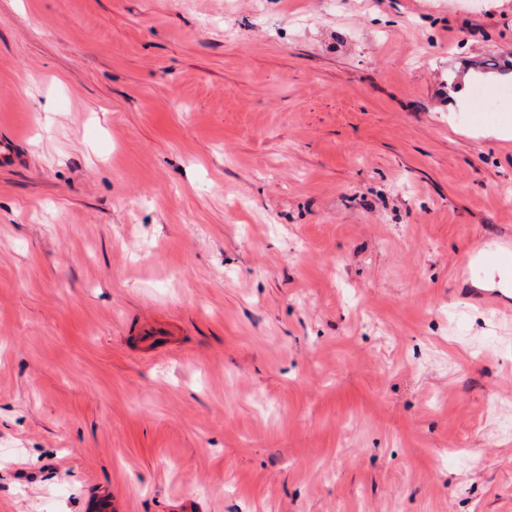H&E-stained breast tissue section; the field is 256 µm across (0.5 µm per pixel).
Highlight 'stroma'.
Masks as SVG:
<instances>
[{"instance_id": "stroma-1", "label": "stroma", "mask_w": 512, "mask_h": 512, "mask_svg": "<svg viewBox=\"0 0 512 512\" xmlns=\"http://www.w3.org/2000/svg\"><path fill=\"white\" fill-rule=\"evenodd\" d=\"M491 57L512 0H0V512H512Z\"/></svg>"}]
</instances>
